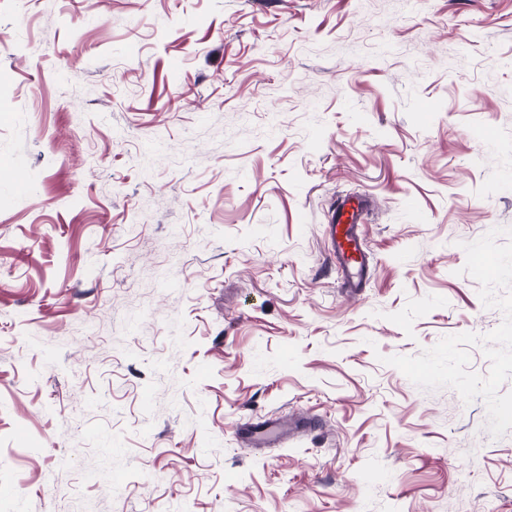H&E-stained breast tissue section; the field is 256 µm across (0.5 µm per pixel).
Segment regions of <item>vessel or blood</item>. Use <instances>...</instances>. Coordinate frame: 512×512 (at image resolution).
I'll use <instances>...</instances> for the list:
<instances>
[{
    "label": "vessel or blood",
    "mask_w": 512,
    "mask_h": 512,
    "mask_svg": "<svg viewBox=\"0 0 512 512\" xmlns=\"http://www.w3.org/2000/svg\"><path fill=\"white\" fill-rule=\"evenodd\" d=\"M363 210L362 199H340L333 205L327 224L330 252L342 273V282L354 290L364 287L367 274V253L361 233ZM240 435L275 444L282 439L283 431L277 421L268 419L242 426Z\"/></svg>",
    "instance_id": "vessel-or-blood-1"
}]
</instances>
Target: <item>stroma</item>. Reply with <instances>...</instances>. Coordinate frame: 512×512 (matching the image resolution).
Listing matches in <instances>:
<instances>
[{
	"mask_svg": "<svg viewBox=\"0 0 512 512\" xmlns=\"http://www.w3.org/2000/svg\"><path fill=\"white\" fill-rule=\"evenodd\" d=\"M1 485L512 512V0H0ZM364 200L343 198L334 204L328 219L330 252L341 270L346 288H365L367 253L361 233ZM240 435L244 439H252L266 444L280 442L284 433L277 420H264L254 424H246L240 428Z\"/></svg>",
	"mask_w": 512,
	"mask_h": 512,
	"instance_id": "1",
	"label": "stroma"
}]
</instances>
